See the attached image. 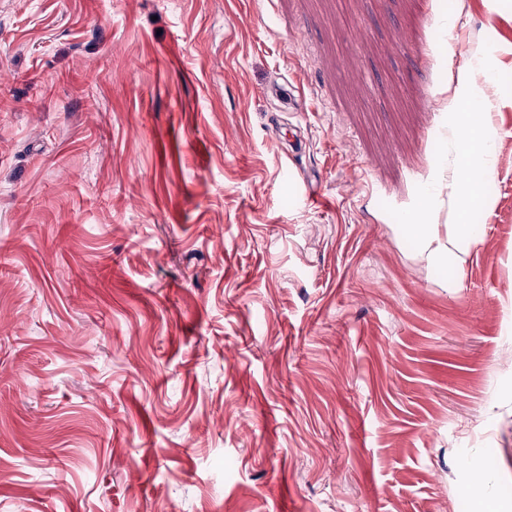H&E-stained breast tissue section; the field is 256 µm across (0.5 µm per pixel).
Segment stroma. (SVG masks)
<instances>
[{
	"label": "stroma",
	"instance_id": "obj_1",
	"mask_svg": "<svg viewBox=\"0 0 512 512\" xmlns=\"http://www.w3.org/2000/svg\"><path fill=\"white\" fill-rule=\"evenodd\" d=\"M451 93L512 141V0H0V512H512ZM479 143L482 166L468 173V178H459V163H448V194L457 199V224H417L413 220L402 224L415 248L446 270L451 264V256L456 252H467L479 243L467 218L475 204L481 174L483 171L484 175L489 173L492 153L489 135L481 138Z\"/></svg>",
	"mask_w": 512,
	"mask_h": 512
}]
</instances>
